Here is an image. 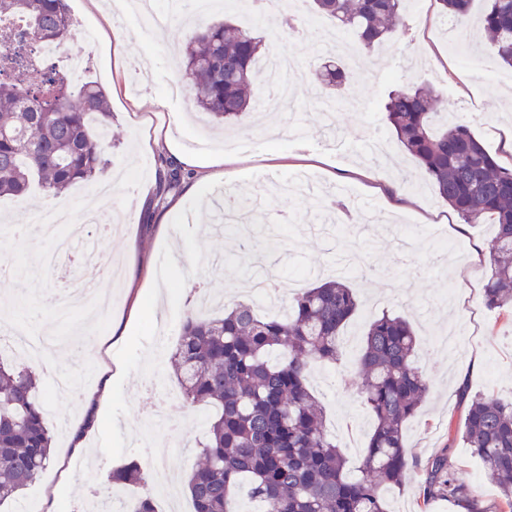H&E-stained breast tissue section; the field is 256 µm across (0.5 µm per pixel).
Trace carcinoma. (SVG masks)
Here are the masks:
<instances>
[{
    "label": "carcinoma",
    "instance_id": "obj_1",
    "mask_svg": "<svg viewBox=\"0 0 512 512\" xmlns=\"http://www.w3.org/2000/svg\"><path fill=\"white\" fill-rule=\"evenodd\" d=\"M313 2L354 35L360 51L369 52L397 33L404 0ZM439 3L459 21L470 15L472 0ZM3 17L25 23L11 31L18 43L62 41L72 26L67 0H0ZM480 22L494 62L512 67V0H489ZM183 37V77L194 106L216 125L240 123L256 111V64L265 56L256 31L225 18L194 23ZM13 64L0 53V197L23 195L34 180L58 197L107 164V93L92 82L71 87L54 65L7 73ZM320 80L330 92L346 85L348 72L327 60ZM383 114L397 143L419 161L437 195L464 223L493 220L482 302L491 310L512 308V168L486 150L467 122H441L438 97L426 86L408 83L391 91ZM182 179L179 169H167L158 199ZM288 307V315L269 317L247 301H231L219 318L184 316L171 368L187 404L216 410L188 478L193 512H239L241 496L265 505L266 512H388L381 490L405 478L406 424L428 391L415 360L419 338L405 317L389 313L363 335L354 372L374 425L352 473L327 434L325 408L309 378L313 368L341 360L356 296L346 284L329 280L294 293ZM37 391L32 370L0 363V504L15 499L51 463L52 437ZM460 440L483 460L499 503L485 509L470 500L446 456L430 463L423 497L468 500L471 512H512V396L470 397ZM111 480L129 507L111 504L106 512H157L138 464L115 469Z\"/></svg>",
    "mask_w": 512,
    "mask_h": 512
}]
</instances>
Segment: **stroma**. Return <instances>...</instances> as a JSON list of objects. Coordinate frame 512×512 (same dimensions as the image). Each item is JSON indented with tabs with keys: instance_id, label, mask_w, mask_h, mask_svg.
<instances>
[{
	"instance_id": "stroma-1",
	"label": "stroma",
	"mask_w": 512,
	"mask_h": 512,
	"mask_svg": "<svg viewBox=\"0 0 512 512\" xmlns=\"http://www.w3.org/2000/svg\"><path fill=\"white\" fill-rule=\"evenodd\" d=\"M74 19L93 30L92 40L75 34L72 47L86 51L91 63L87 80L107 92L112 110L110 164L103 173L115 181L111 194L69 191L57 199L31 186L21 197L0 199V257L27 269L26 277L0 278V321H21L35 336L67 337L66 347L49 354L57 372L77 377L76 391L50 395L55 418L47 419L54 461L40 479L23 490L18 501L0 512H23L33 496H52L58 512H72L88 490L108 493L110 474L138 462L147 477L165 468L170 491L156 495L159 512H193L183 480L196 465L206 438L205 419L213 410L189 406L165 362L190 304L186 293L198 284L228 300H244L249 269L237 260L241 239L229 230L214 236L211 201L232 186L239 195H265L252 210L250 224L262 229L286 216L281 246L270 263L283 277L300 275V288L334 277L336 258L349 239L358 211L351 200L365 199L373 216L363 239L361 268L345 281L358 299V311L343 336V362L318 366L310 385L326 411V430L349 461L364 453L373 418L358 395L357 383H341L349 359L357 354L367 324L389 312L409 319L420 337L416 361L429 380L421 410L406 428L410 460L402 485L385 488L389 512H460L444 497L424 501L427 465L450 458L457 480L490 505L498 490L487 481L481 461L459 441L470 393H512V312L485 308L482 288L487 263L471 264L475 249L486 247L493 224H466L426 182L419 163L405 153L382 119L380 104L389 91L405 83L428 84L439 93L443 112L470 123L476 137L503 166L512 165L498 135L512 126V70L492 68L494 49L483 39L477 19L487 0H473L467 25L445 31L437 0H405L402 32L370 53L359 54L354 40L336 45L335 21L305 26L304 38H279L276 19L257 14L254 29L267 51L287 50L297 62L289 111L258 124L245 118L231 131H210L209 140L224 137L258 139L261 152L238 154L232 183L194 166L172 192L178 211L167 212L155 197L160 156L158 140L169 122L184 118L183 145L198 152L187 117L189 98L173 99L169 85L180 70L181 23L192 21V0H180L182 12L167 28L143 27L138 20L107 25L106 5L68 0ZM364 65L336 92L332 109L337 132L326 135L320 88L313 71L321 52ZM61 205L81 214L119 215L111 234L92 233L99 251L116 270L112 305L98 313L86 303L59 316L57 302L65 280L95 279L97 267H60L46 274L41 256L50 243L38 237L37 213ZM168 215L160 223L159 215ZM87 427L82 446L72 433Z\"/></svg>"
}]
</instances>
